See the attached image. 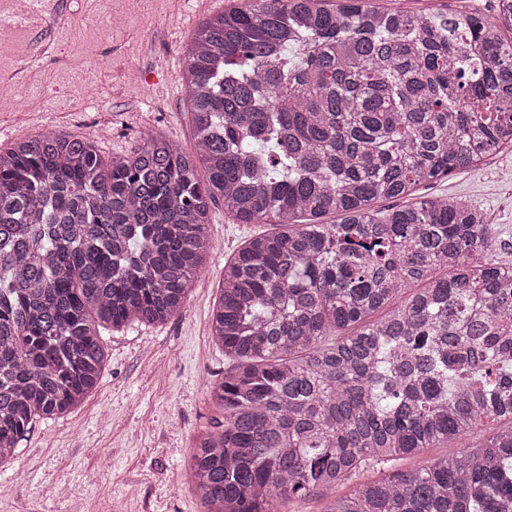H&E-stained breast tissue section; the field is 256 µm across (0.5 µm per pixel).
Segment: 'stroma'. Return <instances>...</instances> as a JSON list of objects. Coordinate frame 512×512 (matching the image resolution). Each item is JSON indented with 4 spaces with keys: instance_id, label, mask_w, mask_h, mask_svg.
<instances>
[{
    "instance_id": "1",
    "label": "stroma",
    "mask_w": 512,
    "mask_h": 512,
    "mask_svg": "<svg viewBox=\"0 0 512 512\" xmlns=\"http://www.w3.org/2000/svg\"><path fill=\"white\" fill-rule=\"evenodd\" d=\"M107 0H52L63 18L0 31V69L33 59L23 88L26 113L0 112V150L46 129L92 136L104 159L128 156L160 133L193 144L184 106L185 47L198 25L229 0H143L110 27ZM385 10H463L493 15L497 0H374ZM135 77H125V60ZM512 148L448 178L418 186L483 211L495 244L487 262L512 266ZM213 249L184 308L167 323L104 333L107 367L71 413L36 421L13 460L0 468V512H202L187 462L213 411L209 387L231 362L211 340V314L224 263L268 224H237L223 204L210 209Z\"/></svg>"
}]
</instances>
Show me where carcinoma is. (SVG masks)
I'll return each instance as SVG.
<instances>
[{"label": "carcinoma", "mask_w": 512, "mask_h": 512, "mask_svg": "<svg viewBox=\"0 0 512 512\" xmlns=\"http://www.w3.org/2000/svg\"><path fill=\"white\" fill-rule=\"evenodd\" d=\"M507 32V10L247 0L187 46L191 149L156 134L107 164L42 132L1 151L0 467L97 386L102 330L182 310L221 201L279 231L224 263L211 338L236 365L190 464L204 512H291L466 433L324 512H512V267L470 262L493 234L460 200L371 209L512 146ZM470 437L462 435L452 442L437 445L436 448H424L421 453L411 459L398 461L390 467H369L360 472V474L344 485L336 487L332 491H324L318 495L302 499L295 503L294 510L296 512H322L328 502L339 495L350 492L359 483L377 481L386 477L395 469H411L416 466L427 464V462L448 454V457L456 454L469 443Z\"/></svg>", "instance_id": "cac0c4a2"}]
</instances>
